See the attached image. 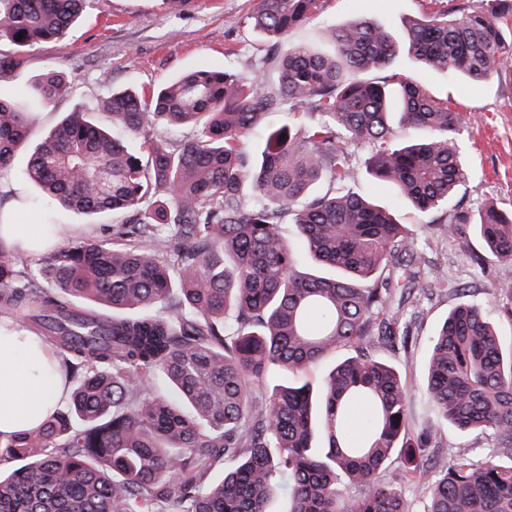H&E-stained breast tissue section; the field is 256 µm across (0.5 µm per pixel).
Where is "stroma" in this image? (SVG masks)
Returning a JSON list of instances; mask_svg holds the SVG:
<instances>
[{
    "label": "stroma",
    "instance_id": "obj_1",
    "mask_svg": "<svg viewBox=\"0 0 512 512\" xmlns=\"http://www.w3.org/2000/svg\"><path fill=\"white\" fill-rule=\"evenodd\" d=\"M251 5V0H197L194 7L173 13L165 0H92L64 42L37 46L22 68L0 79V94L15 95L49 70L66 74L71 93L42 109L29 138L35 144L76 108L97 110L114 88L154 89L203 66L252 75L270 42L246 26L244 19ZM435 9L433 0H322L321 13L292 30L288 40L321 50L331 27L361 16L401 39L410 21ZM395 66L430 92L448 95L470 119L462 149L468 178L458 191L464 207L475 210L491 202L512 212V68L487 82L472 84L462 79L452 82L445 73L420 69L404 54ZM104 73L109 83L101 82ZM25 162V154H18L10 170L0 177V213L13 223L36 229L41 225L40 214L18 203L19 197L33 192L23 176ZM354 189L394 210L401 222L411 225L422 258L430 265L445 266L449 277L464 284L473 299L488 301L490 283L512 284V263L492 262L483 270L464 263L458 244L432 239L426 231L430 216L400 203L388 186L365 178ZM456 302L453 295L423 301L414 309L417 331L408 350L379 349V357L393 365L413 388H421L426 377L428 338Z\"/></svg>",
    "mask_w": 512,
    "mask_h": 512
}]
</instances>
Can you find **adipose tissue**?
I'll use <instances>...</instances> for the list:
<instances>
[{"label":"adipose tissue","instance_id":"adipose-tissue-1","mask_svg":"<svg viewBox=\"0 0 512 512\" xmlns=\"http://www.w3.org/2000/svg\"><path fill=\"white\" fill-rule=\"evenodd\" d=\"M48 345L25 331L0 332V436L40 427L49 407L44 400Z\"/></svg>","mask_w":512,"mask_h":512}]
</instances>
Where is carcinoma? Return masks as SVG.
I'll list each match as a JSON object with an SVG mask.
<instances>
[{
    "mask_svg": "<svg viewBox=\"0 0 512 512\" xmlns=\"http://www.w3.org/2000/svg\"><path fill=\"white\" fill-rule=\"evenodd\" d=\"M321 0H255L247 22L276 38L277 83L201 67L149 93L112 92L98 113H68L30 150L28 206L45 232L61 206L86 217L137 214L102 240L73 241L39 267L0 241V327L50 344L70 385L42 426L0 438V512H408L380 483L398 456L426 512H512V351L486 306L443 268L421 265L409 225L346 185L368 175L421 214L437 239H464L474 266L512 262V213L448 208L466 181L457 140L467 116L391 69L483 83L512 65V0H448L400 43L357 19L323 52L288 43ZM90 0H0V77L42 42H62ZM23 38H18V34ZM59 71L0 98V173L28 145ZM288 107V123L266 114ZM310 111L317 120L302 124ZM189 126L193 138L146 127ZM369 144L364 168L351 160ZM294 224L296 240L282 225ZM315 268L302 269L300 253ZM512 314V285L492 283ZM454 294L429 337L415 418L411 390L380 347L404 349L405 306ZM342 348L319 384L303 374ZM503 449L440 460L441 426Z\"/></svg>",
    "mask_w": 512,
    "mask_h": 512,
    "instance_id": "cac0c4a2",
    "label": "carcinoma"
}]
</instances>
